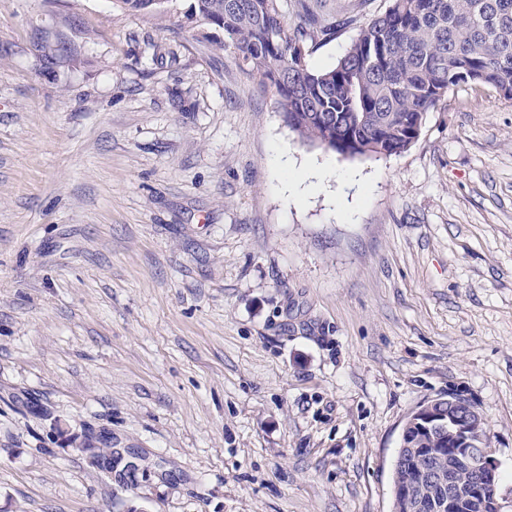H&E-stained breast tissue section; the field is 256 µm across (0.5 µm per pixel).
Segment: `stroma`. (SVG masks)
<instances>
[{"mask_svg": "<svg viewBox=\"0 0 512 512\" xmlns=\"http://www.w3.org/2000/svg\"><path fill=\"white\" fill-rule=\"evenodd\" d=\"M190 2L0 0V512H391L455 389L512 512V99L345 158ZM307 2L324 69L389 6ZM122 8L144 14H165L174 0H115Z\"/></svg>", "mask_w": 512, "mask_h": 512, "instance_id": "stroma-1", "label": "stroma"}]
</instances>
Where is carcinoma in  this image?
I'll list each match as a JSON object with an SVG mask.
<instances>
[{
  "instance_id": "1",
  "label": "carcinoma",
  "mask_w": 512,
  "mask_h": 512,
  "mask_svg": "<svg viewBox=\"0 0 512 512\" xmlns=\"http://www.w3.org/2000/svg\"><path fill=\"white\" fill-rule=\"evenodd\" d=\"M115 2L165 14L174 0ZM187 19L230 37L243 66L274 89L302 141L344 157L409 149L417 118L464 84L453 78L464 65L477 83L512 90V0H390L328 70L312 68L308 58L336 28L305 6L293 26L278 0H192ZM421 448L448 455L442 440L429 436L401 449L398 468L413 481L431 464Z\"/></svg>"
}]
</instances>
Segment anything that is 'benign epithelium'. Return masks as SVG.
<instances>
[{"label":"benign epithelium","mask_w":512,"mask_h":512,"mask_svg":"<svg viewBox=\"0 0 512 512\" xmlns=\"http://www.w3.org/2000/svg\"><path fill=\"white\" fill-rule=\"evenodd\" d=\"M485 422L471 398L452 391L420 405L406 419L401 442L423 434H441L448 441V494L432 497L430 512H502L498 497L490 490L498 482L499 462L484 448ZM473 474L469 484L456 481L459 466Z\"/></svg>","instance_id":"1"}]
</instances>
